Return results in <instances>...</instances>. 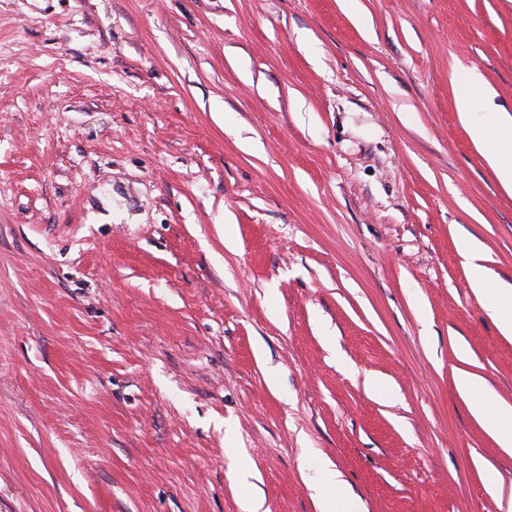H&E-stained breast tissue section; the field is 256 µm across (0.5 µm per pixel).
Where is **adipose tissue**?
<instances>
[{
  "label": "adipose tissue",
  "mask_w": 512,
  "mask_h": 512,
  "mask_svg": "<svg viewBox=\"0 0 512 512\" xmlns=\"http://www.w3.org/2000/svg\"><path fill=\"white\" fill-rule=\"evenodd\" d=\"M487 95L488 90L481 75L471 73L466 90L457 100L459 117L475 144L500 141V150L490 155L489 162L502 185L512 188V114L481 112L480 107ZM458 250L467 262L474 293L496 322L501 335L512 339V286L490 287L483 256L474 239L461 237ZM457 389L468 401L473 416L484 429L502 448L511 449L512 405L499 400L481 377L468 371L458 374ZM309 483L323 505L335 501L339 504L340 512H364V505L359 498L351 495L337 496L336 491L342 481L330 460L321 462Z\"/></svg>",
  "instance_id": "adipose-tissue-1"
}]
</instances>
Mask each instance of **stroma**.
<instances>
[{
    "label": "stroma",
    "mask_w": 512,
    "mask_h": 512,
    "mask_svg": "<svg viewBox=\"0 0 512 512\" xmlns=\"http://www.w3.org/2000/svg\"><path fill=\"white\" fill-rule=\"evenodd\" d=\"M358 6L0 0V512H512V0ZM489 90L480 74L472 72L468 86L457 100L461 122L467 127L476 145H484L491 140L502 142L498 152L488 157L499 181L512 188V115L508 112H476L484 103ZM458 250L466 259L474 293L496 322L501 335L512 339V286L488 288L487 270L482 264L484 258L474 239L462 236L458 241ZM457 389L484 429L502 448L512 450V405L499 400L481 377L469 371L458 374ZM340 476L333 463L325 459L321 462L315 476L309 479L310 486L315 490L321 503L330 508L322 512H364L362 501L351 495H344L337 504L341 510H336V489L341 488L342 485ZM331 502H334L332 508Z\"/></svg>",
    "instance_id": "35a3bbf8"
}]
</instances>
